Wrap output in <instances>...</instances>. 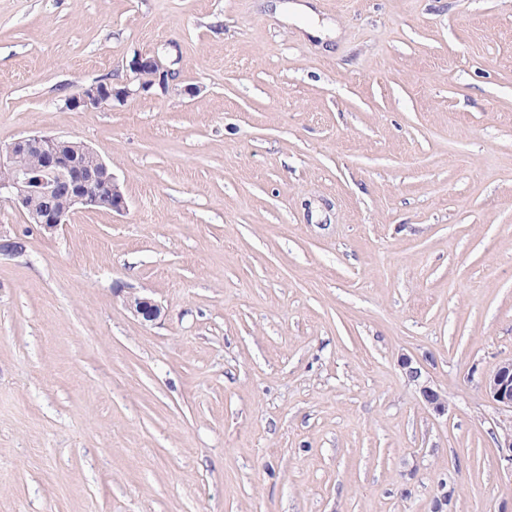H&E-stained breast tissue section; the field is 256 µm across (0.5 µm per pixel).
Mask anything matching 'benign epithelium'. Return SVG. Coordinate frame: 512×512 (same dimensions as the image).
Here are the masks:
<instances>
[{
    "instance_id": "benign-epithelium-1",
    "label": "benign epithelium",
    "mask_w": 512,
    "mask_h": 512,
    "mask_svg": "<svg viewBox=\"0 0 512 512\" xmlns=\"http://www.w3.org/2000/svg\"><path fill=\"white\" fill-rule=\"evenodd\" d=\"M128 69L139 80L138 88L124 84L108 89L100 83L83 87L65 99L72 110L110 108L115 101L125 102L130 97L150 90L153 86L167 92L177 72L165 67L155 54L137 52L129 61ZM0 200L23 214L27 223L36 224L48 234L56 233L67 224L76 207L121 212L126 199L112 167L95 150L81 141L57 135L33 133L22 136L0 147ZM25 243L18 235L0 225V255H20ZM125 307L144 321H156L162 307L154 300L129 292L123 295ZM399 367L420 390L425 403L438 416L448 414V401L441 391L423 378L422 368L411 357L403 355ZM485 395L505 411L512 412V361L499 364L482 378ZM501 435L496 439L500 459L512 467V421L499 423Z\"/></svg>"
}]
</instances>
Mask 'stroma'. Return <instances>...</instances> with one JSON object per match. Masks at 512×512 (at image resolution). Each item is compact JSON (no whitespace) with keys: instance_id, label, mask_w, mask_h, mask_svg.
Masks as SVG:
<instances>
[{"instance_id":"1","label":"stroma","mask_w":512,"mask_h":512,"mask_svg":"<svg viewBox=\"0 0 512 512\" xmlns=\"http://www.w3.org/2000/svg\"><path fill=\"white\" fill-rule=\"evenodd\" d=\"M291 2L0 0V146L82 141L127 202L0 201V512H512V0H312L322 40ZM137 51L168 92L65 107ZM125 307L135 316L144 321H156L162 315V307L152 300L134 292L123 295ZM399 367L406 377L414 382L420 390L425 403L438 416L448 413V401L437 388H434L428 379L423 378L422 368L411 357L403 355L399 360ZM485 395L504 411L512 413V361L499 364L481 381Z\"/></svg>"}]
</instances>
